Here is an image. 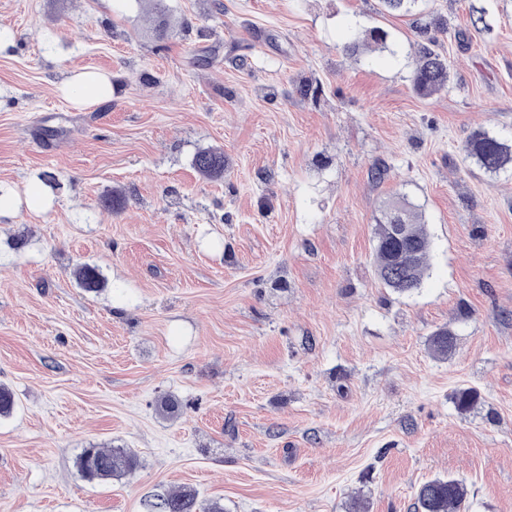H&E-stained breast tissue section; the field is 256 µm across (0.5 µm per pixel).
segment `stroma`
<instances>
[{
	"instance_id": "stroma-1",
	"label": "stroma",
	"mask_w": 512,
	"mask_h": 512,
	"mask_svg": "<svg viewBox=\"0 0 512 512\" xmlns=\"http://www.w3.org/2000/svg\"><path fill=\"white\" fill-rule=\"evenodd\" d=\"M168 3L157 37L151 0H0V186L52 177L45 210L0 216V512H148L180 486L224 512H412L442 475L469 512H512V174L461 149L512 138V0ZM373 27L390 49L346 54ZM430 40L451 81L422 97ZM84 69L111 74L110 101L61 95ZM206 147L222 178L195 170ZM400 193L432 239L409 296L373 264ZM90 446L140 465L87 481ZM193 166L202 176L220 178L224 175V151L217 147L200 149L193 158ZM454 333L448 328H440L429 337L428 349L438 360H448L456 349Z\"/></svg>"
}]
</instances>
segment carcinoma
<instances>
[{
  "mask_svg": "<svg viewBox=\"0 0 512 512\" xmlns=\"http://www.w3.org/2000/svg\"><path fill=\"white\" fill-rule=\"evenodd\" d=\"M388 33L374 27L366 31L363 46L383 47ZM450 68L448 59L432 42L421 43L415 51L412 85L421 96H430L448 88ZM462 151L484 172L498 175L512 172V144L485 131H475L462 145ZM193 166L202 176H224V151L217 147L199 150ZM408 225L409 234L403 248L411 255L410 261L397 263L390 245L395 238V225ZM431 239L422 212L407 196L403 195L388 204L377 219L374 267L378 279L399 294H410L421 286L429 267ZM79 284L94 292L103 284L100 271L87 264L76 270ZM428 349L438 360L450 358L456 349L454 333L447 328L436 330L429 337ZM77 465L84 479L106 481L133 473L139 466L136 454L120 448H86ZM417 512H467L468 490L466 484L452 477H435L422 484L416 493ZM151 512H224L217 501L203 505L197 491L182 487L160 495L152 504Z\"/></svg>",
  "mask_w": 512,
  "mask_h": 512,
  "instance_id": "1",
  "label": "carcinoma"
}]
</instances>
